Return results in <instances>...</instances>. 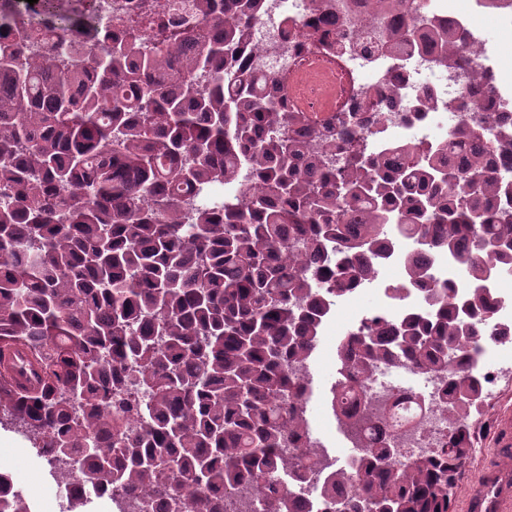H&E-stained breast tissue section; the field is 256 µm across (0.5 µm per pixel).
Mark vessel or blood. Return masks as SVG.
Wrapping results in <instances>:
<instances>
[{
  "label": "vessel or blood",
  "mask_w": 512,
  "mask_h": 512,
  "mask_svg": "<svg viewBox=\"0 0 512 512\" xmlns=\"http://www.w3.org/2000/svg\"><path fill=\"white\" fill-rule=\"evenodd\" d=\"M463 512H512V410L495 420V451L485 458L477 488L467 497Z\"/></svg>",
  "instance_id": "b4317fda"
}]
</instances>
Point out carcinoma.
Returning a JSON list of instances; mask_svg holds the SVG:
<instances>
[{
	"instance_id": "obj_1",
	"label": "carcinoma",
	"mask_w": 512,
	"mask_h": 512,
	"mask_svg": "<svg viewBox=\"0 0 512 512\" xmlns=\"http://www.w3.org/2000/svg\"><path fill=\"white\" fill-rule=\"evenodd\" d=\"M204 27L180 42L136 33L62 51L68 30L94 19L45 0L54 45L22 57L0 43V344L31 352L40 373L16 390L0 381V421L27 436L69 485L121 491L165 512H220L215 494L249 484L267 512H295L291 485L319 460L283 442L308 434L287 399L312 395L295 362L310 360L327 302L371 282L386 250L410 237L446 250L466 292L428 282L407 260L418 308L379 316L343 337L332 404L380 365L448 376V447L397 460L365 445L357 468L329 473L324 494L348 485L335 512H450L471 452L467 412L479 404L475 354L498 332L479 314L489 268L512 276V177L483 158L469 123L445 158L390 170L344 139L341 169L323 170L321 133L295 132L274 72L242 63L259 0H197ZM450 64L462 33L438 27ZM414 41L402 20L386 46ZM248 171L241 198L211 189ZM308 228L302 241L294 236ZM478 234L467 246L464 229ZM328 251L332 271L311 269ZM347 437L388 424L366 408ZM0 512H30L0 473Z\"/></svg>"
}]
</instances>
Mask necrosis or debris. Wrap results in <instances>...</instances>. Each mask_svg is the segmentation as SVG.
<instances>
[{"mask_svg": "<svg viewBox=\"0 0 512 512\" xmlns=\"http://www.w3.org/2000/svg\"><path fill=\"white\" fill-rule=\"evenodd\" d=\"M194 0H94L107 27L116 35L139 32L144 40L172 37L196 26L199 16ZM13 11L12 25L0 22V33L17 40L22 53L33 42L18 40L21 31H35L48 39V31L36 30L30 20L28 0H0V14ZM495 24L497 36L481 35L478 19ZM395 14L365 5L364 0H325L322 12L311 9L310 0H266L262 23L252 41L257 53L247 58L248 67L279 74V97L287 111L298 113L301 128L318 126L326 134L344 133L359 148L388 156L391 146L413 144L432 152L448 143V132L467 114L461 105L478 73L491 74L494 92L484 103L482 124L495 132L512 131V0H434L430 9L409 15L416 32H428L431 22L452 24L469 38L457 51L458 64L445 66L439 48L410 47L397 53L386 48V33ZM430 96V107L416 111L419 98ZM425 255L427 274L439 286L459 284L461 275L444 251H423L406 242L402 252H388L377 265L372 290L363 285L348 288L335 303L332 316L357 309L350 333L364 330L375 316L397 315L418 306L415 290L404 287L408 257ZM483 286L489 299L492 323L502 336L479 356L478 376L483 394H490L498 371L512 369V278L487 276ZM371 293L369 307L360 297ZM406 365L378 367L361 397L347 413L356 416L364 407L393 409L395 404L417 402L427 412L400 426L387 427L379 437L386 447L397 449L399 458L429 454L448 444V417L441 410L448 400V379L420 373V387L394 383L393 374H411Z\"/></svg>", "mask_w": 512, "mask_h": 512, "instance_id": "1", "label": "necrosis or debris"}]
</instances>
